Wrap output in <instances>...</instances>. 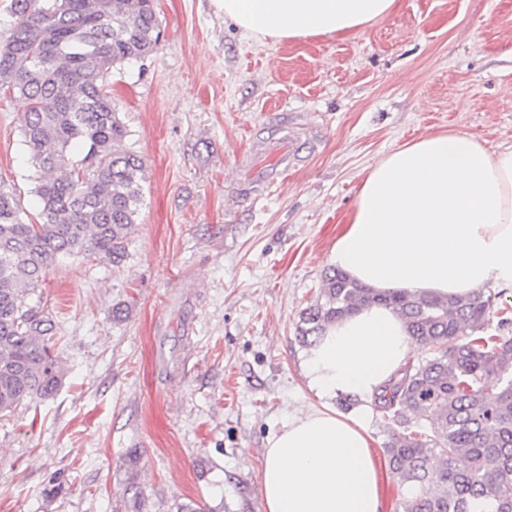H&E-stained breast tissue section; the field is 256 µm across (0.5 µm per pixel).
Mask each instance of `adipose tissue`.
Masks as SVG:
<instances>
[{"mask_svg": "<svg viewBox=\"0 0 512 512\" xmlns=\"http://www.w3.org/2000/svg\"><path fill=\"white\" fill-rule=\"evenodd\" d=\"M251 36H345L398 0H219ZM333 264L381 293L466 296L512 288V150L489 151L461 132L425 135L370 168L332 250ZM414 344L390 307L373 304L327 327L304 372L318 402L267 442L260 472L265 512H381L373 438L361 415L328 404L369 399L407 362Z\"/></svg>", "mask_w": 512, "mask_h": 512, "instance_id": "obj_1", "label": "adipose tissue"}]
</instances>
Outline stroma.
I'll use <instances>...</instances> for the list:
<instances>
[{
    "label": "stroma",
    "mask_w": 512,
    "mask_h": 512,
    "mask_svg": "<svg viewBox=\"0 0 512 512\" xmlns=\"http://www.w3.org/2000/svg\"><path fill=\"white\" fill-rule=\"evenodd\" d=\"M155 11V50L107 82L143 205L120 264L57 258L28 297L64 376L0 414V512H265L267 441L315 399L299 314L370 167L437 132L512 149V0L280 42L216 0ZM26 110L0 91V191L37 224Z\"/></svg>",
    "instance_id": "stroma-1"
}]
</instances>
